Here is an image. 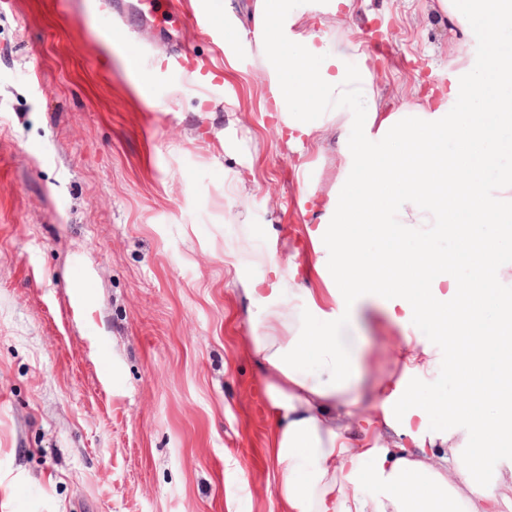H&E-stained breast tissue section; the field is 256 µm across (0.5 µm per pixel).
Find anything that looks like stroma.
<instances>
[{
    "mask_svg": "<svg viewBox=\"0 0 512 512\" xmlns=\"http://www.w3.org/2000/svg\"><path fill=\"white\" fill-rule=\"evenodd\" d=\"M133 6L0 0V512H280L274 421L245 342L278 311L262 300L266 256L322 286L317 253L291 239L318 226L336 143L288 148L245 46L156 28ZM372 31L388 54L347 66L371 68L391 111L487 59V33L436 0H359L345 36ZM176 49L222 72L220 94L183 92L158 63ZM238 178L249 194L233 201ZM352 334L368 419L400 374L385 298L360 304Z\"/></svg>",
    "mask_w": 512,
    "mask_h": 512,
    "instance_id": "35a3bbf8",
    "label": "stroma"
}]
</instances>
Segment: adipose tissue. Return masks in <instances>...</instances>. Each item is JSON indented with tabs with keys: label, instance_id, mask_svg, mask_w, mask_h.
I'll use <instances>...</instances> for the list:
<instances>
[{
	"label": "adipose tissue",
	"instance_id": "adipose-tissue-1",
	"mask_svg": "<svg viewBox=\"0 0 512 512\" xmlns=\"http://www.w3.org/2000/svg\"><path fill=\"white\" fill-rule=\"evenodd\" d=\"M465 29L486 30V67L462 66V89L432 103L384 110L371 70L346 66L350 44L314 30L307 14L322 11L335 27L354 18L357 0H254L252 29L225 16L227 44L246 41L271 91L266 108L290 131L289 146L341 138L336 184L313 243L329 242L316 272L330 310L299 305L275 321L256 318L251 348L263 363L274 417L273 457L283 512H500L512 499V168L495 182L493 127H512V0H438ZM501 89L492 97L486 87ZM454 141V153L441 143ZM386 147L384 165L372 149ZM371 225L396 234L403 247L380 258L346 231ZM454 237L460 254L439 252L436 239ZM471 261L468 285L441 292L459 256ZM390 297L399 325L401 374L379 401L377 424L390 438L353 451L366 435L352 408L357 347L349 334L355 303ZM435 339L414 335L420 321ZM457 370L454 397H436L430 377L440 360ZM440 413L442 426L431 425ZM414 416L402 424L404 415Z\"/></svg>",
	"mask_w": 512,
	"mask_h": 512
}]
</instances>
